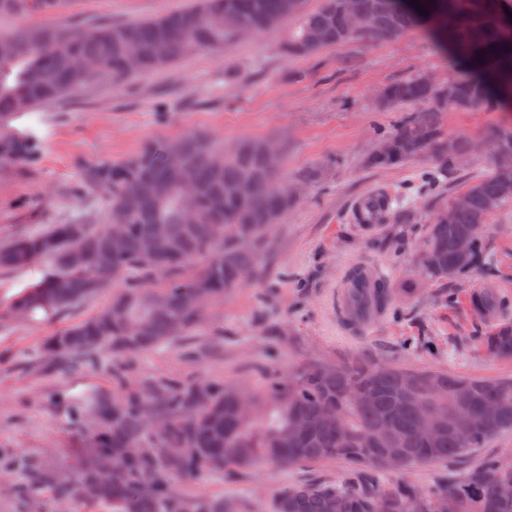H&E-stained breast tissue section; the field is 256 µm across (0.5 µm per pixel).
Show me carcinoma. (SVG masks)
<instances>
[{"label": "carcinoma", "instance_id": "1", "mask_svg": "<svg viewBox=\"0 0 512 512\" xmlns=\"http://www.w3.org/2000/svg\"><path fill=\"white\" fill-rule=\"evenodd\" d=\"M72 0H0V16L53 17ZM305 0H199L187 12L153 19L102 25L80 32L53 24L16 33H0V122L20 112L65 98L103 81L148 74L205 49L221 48L245 29L260 34L293 18L285 50L311 57L321 49L361 37L351 26L345 0H322L308 12ZM357 0L388 41L422 26L432 27L438 46L448 55L453 80L441 89L423 77L387 86L392 104L425 103L404 115L392 131L377 130L383 153L368 164L387 169L425 154L441 158L421 179L433 192V212L416 263L404 287L379 283L363 306L353 311L367 319L387 309L395 293L411 298L429 282L453 281L490 263L485 224L512 206V164L491 163L470 178L461 192L443 191L448 170L475 148L466 136L449 138L440 114L450 110L512 112V28L504 17L512 0ZM322 33L311 47V33ZM84 59L93 67L81 69ZM452 142V151L443 144ZM264 141L246 139L230 149L208 136L188 135L148 144L129 160L101 161L87 169L84 183L106 201L98 224L76 220L14 238L0 247V269L49 262L41 281L9 305L10 313L34 318L41 312L56 319L104 288L112 302L97 313L46 337L41 348L56 365L81 362L96 368L104 353L130 357L192 334L205 317L203 301H221L255 277L258 261L270 245L269 230L288 213L293 198L282 179V156L269 159ZM171 151L182 159L172 168L160 159ZM31 143L0 138V158L26 159ZM250 185V194L239 188ZM197 193L196 213L185 215L183 189ZM466 197L463 207L454 205ZM137 199L133 210L126 200ZM496 207H488L489 202ZM124 225L123 244L112 253L110 227ZM162 237L150 254L145 243L158 228ZM471 245L470 265L460 264L458 243ZM81 252L82 267L69 264ZM123 309L112 318V309ZM484 351L512 359V321L493 325L482 337ZM77 424L98 423L86 450L76 457L75 478L33 465L30 488L50 485L69 501V512H235L222 498L188 500L177 483L201 473L222 475L254 468L291 470L307 463L342 461L344 479L292 484L281 490L275 512H376L382 501L395 512H512V499L500 496L499 484L512 482V471L494 474L495 460L477 463L442 487L402 483L399 476L417 466L464 458L491 438L512 431V379L481 380L436 368L398 363L310 364L294 374H268L259 389L211 379L194 383L165 378L145 393L129 386L112 368V394L94 390L79 399L57 396ZM494 406L497 415L484 420L480 410ZM166 422L151 429L145 408ZM327 409L337 421H323L311 431L295 423L312 422ZM455 413L473 419L463 439L448 422L427 441L422 428L428 412ZM392 454L401 464L391 468ZM148 483L151 491L139 487Z\"/></svg>", "mask_w": 512, "mask_h": 512}]
</instances>
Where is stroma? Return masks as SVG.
I'll return each instance as SVG.
<instances>
[{"label":"stroma","mask_w":512,"mask_h":512,"mask_svg":"<svg viewBox=\"0 0 512 512\" xmlns=\"http://www.w3.org/2000/svg\"><path fill=\"white\" fill-rule=\"evenodd\" d=\"M191 0H75L57 21L69 28L121 24L189 8ZM287 26L245 35L220 50L195 53L173 65L117 83H98L12 118L0 135L33 138L30 161L0 160V245L74 218L95 223L104 207L83 182L86 166L120 162L148 142L202 133L232 146L245 138H271L285 151L284 180L298 191L287 216L272 230L259 260L261 274L206 310L194 336L131 358L130 380L221 379L261 387L270 371L354 358L438 368L472 378H512V360L487 356L482 336L512 321V207L485 227L490 264L464 279L432 282L418 297L396 300L363 334L345 332L334 299L342 271L357 261L381 268L391 286L414 271V258L432 213V196L420 174L436 167L423 154L389 169L367 157L375 128H392L409 106L382 99L388 84L417 74L448 82V64L428 32L416 28L386 42L356 39L321 50L314 58L283 48ZM512 112H445V134L488 143ZM383 190L414 217L402 225L396 211L364 228L354 204ZM43 261L0 270V452L19 453L63 466L89 435L74 429L53 396L112 391V357L98 370L49 369L40 350L58 321L18 319L11 300L38 283ZM484 292L491 306L473 314L471 297ZM343 464L325 462L293 470L251 469L203 473L178 484L187 498L221 497L238 512H274L282 488L318 479H341ZM28 470L0 477V512H60L50 489L23 495Z\"/></svg>","instance_id":"stroma-1"}]
</instances>
